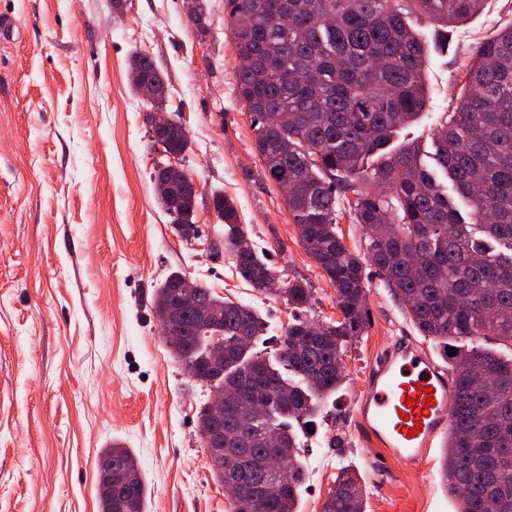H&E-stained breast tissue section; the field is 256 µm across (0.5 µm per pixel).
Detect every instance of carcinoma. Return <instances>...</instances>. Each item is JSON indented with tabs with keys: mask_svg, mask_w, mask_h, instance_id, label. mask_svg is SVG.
<instances>
[{
	"mask_svg": "<svg viewBox=\"0 0 512 512\" xmlns=\"http://www.w3.org/2000/svg\"><path fill=\"white\" fill-rule=\"evenodd\" d=\"M487 0H228L233 48L246 65L237 70L240 100L252 113L255 147L269 180L288 183L285 199L305 252L336 294L340 319L288 323L276 363L254 354L265 326L249 304L216 295L187 273L173 271L152 295V308L167 303L185 280L211 306L214 329L223 332L224 465L239 474L244 499L230 512H297L304 471L299 443L288 420L313 423L346 378L344 357L366 327L369 270L373 269L406 309L421 336L449 349L455 386L453 417L442 460L446 490L458 512H512V358L483 346L495 337L512 345V25L482 40L465 68L455 111L438 123L432 151L408 144L382 153L398 129L425 107L424 65L428 46L411 23L466 22ZM288 10L291 23L275 19ZM133 91L147 81L160 88L145 103L164 110L163 72L153 60L132 53ZM165 157L152 179L176 189L189 178L181 160L187 141L164 139ZM377 164L371 165L374 157ZM454 189L460 210L448 196ZM366 235L365 251L347 248L337 230L340 198ZM224 217L221 245L247 284L264 292L278 279L288 305L304 310L311 289L263 259L237 224L233 203L219 197ZM181 238L197 236L192 201L170 213ZM388 223L389 233L373 234ZM183 342L170 353L186 372L205 363L214 336L200 316H182ZM252 378L260 396L255 421L243 428L233 389ZM130 477L112 495L99 496L100 512H144L145 484L129 449L118 444L99 452ZM283 460L288 485L275 490L271 457ZM322 512H365L361 482L342 469Z\"/></svg>",
	"mask_w": 512,
	"mask_h": 512,
	"instance_id": "carcinoma-1",
	"label": "carcinoma"
}]
</instances>
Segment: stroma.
Here are the masks:
<instances>
[{
  "instance_id": "1",
  "label": "stroma",
  "mask_w": 512,
  "mask_h": 512,
  "mask_svg": "<svg viewBox=\"0 0 512 512\" xmlns=\"http://www.w3.org/2000/svg\"><path fill=\"white\" fill-rule=\"evenodd\" d=\"M227 0H208L199 39L183 0H0L15 27L0 35V512H98L100 450L138 460L146 512H229L197 430L209 391L173 362L152 293L182 270L220 296L253 305L274 356L291 319L285 298L240 280L219 241L214 195L232 199L266 261L308 283L306 319H338L336 294L304 251L284 198L255 151L239 99ZM512 23V0H488L473 19L422 23L429 47L426 102L389 150L429 144L452 112L456 78L475 45ZM171 87L169 116L187 130L185 169L199 183L197 239L181 240L158 206L144 102L128 82L133 52ZM369 321L345 355L347 377L318 428L300 434L307 476L298 512H321L340 468L356 469L366 512H455L444 485L443 441L418 469H377L358 430L357 400L376 354L416 336L379 278ZM338 436L330 448L326 437Z\"/></svg>"
}]
</instances>
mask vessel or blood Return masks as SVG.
<instances>
[{
    "label": "vessel or blood",
    "instance_id": "obj_1",
    "mask_svg": "<svg viewBox=\"0 0 512 512\" xmlns=\"http://www.w3.org/2000/svg\"><path fill=\"white\" fill-rule=\"evenodd\" d=\"M431 387L434 404L422 417L417 436H408L405 417H416L407 408V398L418 395L419 387ZM455 388L447 372L412 339H404L383 350L373 360L357 408L360 432L381 450L375 466L393 462L406 470L419 467L435 439L448 430Z\"/></svg>",
    "mask_w": 512,
    "mask_h": 512
}]
</instances>
